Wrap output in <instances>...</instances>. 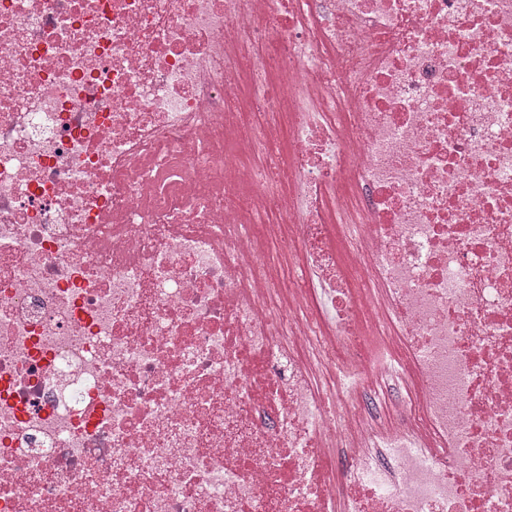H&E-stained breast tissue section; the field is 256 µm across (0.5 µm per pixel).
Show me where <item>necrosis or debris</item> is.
<instances>
[{
	"mask_svg": "<svg viewBox=\"0 0 512 512\" xmlns=\"http://www.w3.org/2000/svg\"><path fill=\"white\" fill-rule=\"evenodd\" d=\"M0 512H512V0H0Z\"/></svg>",
	"mask_w": 512,
	"mask_h": 512,
	"instance_id": "4bbe7bcc",
	"label": "necrosis or debris"
}]
</instances>
